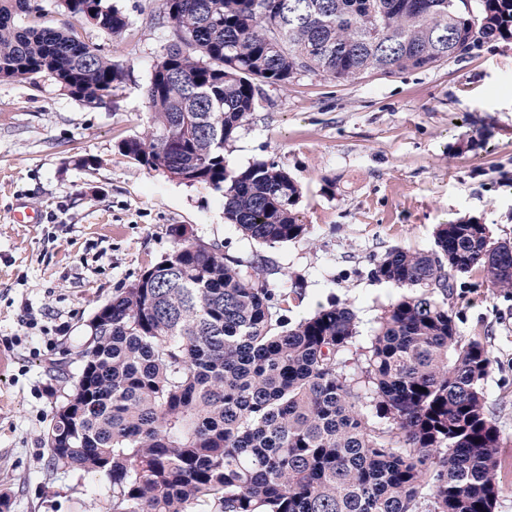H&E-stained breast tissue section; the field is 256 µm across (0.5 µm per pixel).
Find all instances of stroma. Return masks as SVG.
I'll return each mask as SVG.
<instances>
[{
  "label": "stroma",
  "instance_id": "obj_1",
  "mask_svg": "<svg viewBox=\"0 0 512 512\" xmlns=\"http://www.w3.org/2000/svg\"><path fill=\"white\" fill-rule=\"evenodd\" d=\"M112 2L128 18L121 35L82 28L125 71L110 103L88 107L44 77L0 81V493L9 512L104 506L103 481L78 484L45 468L41 437L68 389L57 364L84 341L98 308L173 249V227L266 263L273 288L299 277L290 321L349 304L360 349L397 296L371 275L386 251L430 250L436 226L459 217L512 242V43L485 41L430 70L355 83L303 74L265 87L224 158L233 170L276 161L301 185L308 233L270 247L225 222L220 193L119 152L147 127L146 88L169 30L150 22L162 0ZM19 203L41 223H14ZM449 303L462 333L494 358L485 391L500 455L512 463V294L475 275Z\"/></svg>",
  "mask_w": 512,
  "mask_h": 512
}]
</instances>
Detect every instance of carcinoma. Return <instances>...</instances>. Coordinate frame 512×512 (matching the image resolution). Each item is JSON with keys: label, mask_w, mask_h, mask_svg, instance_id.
<instances>
[{"label": "carcinoma", "mask_w": 512, "mask_h": 512, "mask_svg": "<svg viewBox=\"0 0 512 512\" xmlns=\"http://www.w3.org/2000/svg\"><path fill=\"white\" fill-rule=\"evenodd\" d=\"M120 34L109 0H56ZM27 22L22 24L20 19ZM36 0H0V81L50 78L89 106L125 72L74 26L41 25ZM167 44L146 89L144 136L119 152L222 193L224 219L273 246L308 234L302 189L274 162L232 170L224 148L263 86L307 73L336 82L430 69L482 39L512 42V0H163ZM175 245L88 324L71 388L43 437L52 473L105 481L111 512H494L500 431L484 383L494 360L448 306L474 273L512 292V243L471 217L435 248H393L372 275L402 291L360 373L345 303L295 323L268 268L172 228Z\"/></svg>", "instance_id": "carcinoma-1"}]
</instances>
